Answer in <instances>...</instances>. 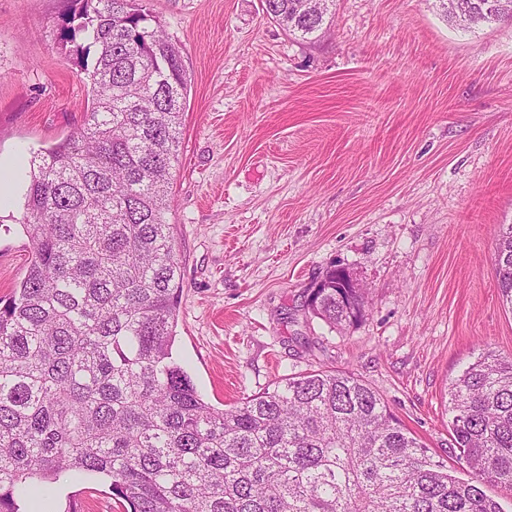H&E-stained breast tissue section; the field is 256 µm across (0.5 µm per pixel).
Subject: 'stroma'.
Segmentation results:
<instances>
[{"label":"stroma","instance_id":"1","mask_svg":"<svg viewBox=\"0 0 512 512\" xmlns=\"http://www.w3.org/2000/svg\"><path fill=\"white\" fill-rule=\"evenodd\" d=\"M190 75L168 223L183 274L173 353L221 408L291 374L355 373L435 460L452 446L448 386L479 353L512 359L497 234L512 224V21L471 31L434 0H335L304 42L262 0H149ZM70 0H0V297L32 257L20 219L31 151L83 122L86 71L56 39ZM342 265L363 320L304 307ZM108 478L85 493L123 512Z\"/></svg>","mask_w":512,"mask_h":512}]
</instances>
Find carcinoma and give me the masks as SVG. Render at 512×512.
<instances>
[{
  "label": "carcinoma",
  "mask_w": 512,
  "mask_h": 512,
  "mask_svg": "<svg viewBox=\"0 0 512 512\" xmlns=\"http://www.w3.org/2000/svg\"><path fill=\"white\" fill-rule=\"evenodd\" d=\"M334 0H267L303 40ZM451 22L512 19V0H437ZM60 37L92 64L84 124L28 160L33 259L0 299V512L47 484L110 478L127 512H503L458 480L355 374H293L224 409L173 356L184 282L172 170L190 79L146 0H72ZM512 310V224L496 244ZM309 313L342 331L362 288L331 269ZM459 455L512 491V359L482 353L448 388Z\"/></svg>",
  "instance_id": "cac0c4a2"
}]
</instances>
